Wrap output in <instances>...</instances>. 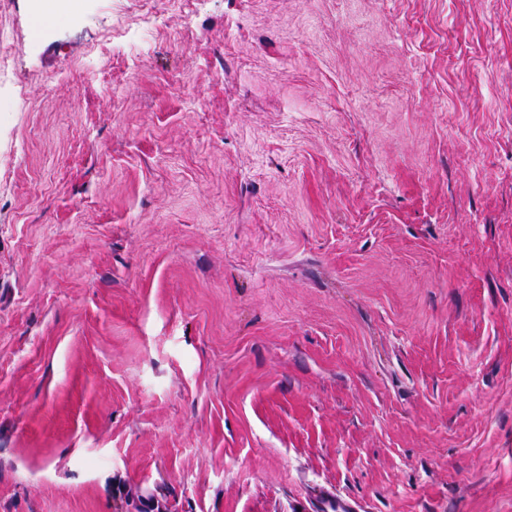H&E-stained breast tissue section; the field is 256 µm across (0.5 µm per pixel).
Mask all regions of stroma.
I'll list each match as a JSON object with an SVG mask.
<instances>
[{"instance_id": "35a3bbf8", "label": "stroma", "mask_w": 512, "mask_h": 512, "mask_svg": "<svg viewBox=\"0 0 512 512\" xmlns=\"http://www.w3.org/2000/svg\"><path fill=\"white\" fill-rule=\"evenodd\" d=\"M512 512V0L0 11V512Z\"/></svg>"}]
</instances>
